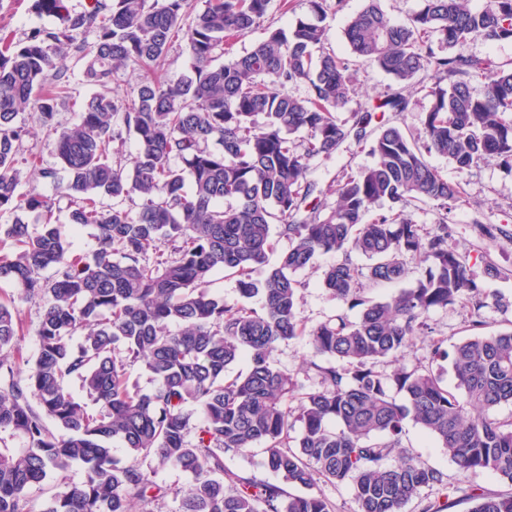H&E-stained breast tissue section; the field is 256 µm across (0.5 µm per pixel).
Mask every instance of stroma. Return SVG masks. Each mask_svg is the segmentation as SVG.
Returning a JSON list of instances; mask_svg holds the SVG:
<instances>
[{"mask_svg": "<svg viewBox=\"0 0 512 512\" xmlns=\"http://www.w3.org/2000/svg\"><path fill=\"white\" fill-rule=\"evenodd\" d=\"M33 3L34 0H0V39L19 41L30 28L52 25V18L38 14ZM367 4L368 0H345L342 11L327 7L323 20L329 47L351 63L354 94L349 108L340 113L344 119L349 117L351 110L379 103L384 94L396 89L395 83L384 72L352 57L343 38V29L349 17ZM419 83V88L407 93L409 106L406 111L388 112L384 115L385 122L398 125L406 133L415 135L422 132L431 105L425 89L433 83L432 74L421 73ZM91 92V87L77 85L75 100L66 101L59 106L54 126H43L36 115H26L24 159L19 163L25 174L22 191L35 190L57 196V188L43 179L40 171L57 167V138L64 127L77 121V100ZM427 160L448 180L462 181L466 200L446 213L439 211L431 203L421 205L415 211L414 219L427 227L439 220H446L450 231L449 247L466 257L471 268L478 274L485 294L491 296L492 302L476 314L470 309L458 306L431 311L427 316V323L432 329L431 338H417L402 355L386 359L379 363L378 368L386 373L399 367L430 368L440 372L444 384L452 386L456 379L451 366L443 360H432L430 339L441 340L448 346L460 342L470 337L469 323L475 317L484 322L486 330H512V173L505 171L494 159L479 162L463 173L458 172L447 157L431 154ZM371 161L367 145L351 141L332 160H317L313 166L316 178L325 184L340 177L343 171L357 170ZM482 223L503 228V235L494 240L481 237L478 226ZM341 259V254H326L317 259L315 267L298 272L297 277L303 286L299 291L297 316L306 328H314L340 311V303L332 300L321 288L320 273L322 267ZM490 263L498 267L497 275H486L485 268ZM313 357L308 337L302 336L279 344L271 354V361L275 367L295 376L299 385L298 392L303 395L320 387L315 373L306 368L307 361ZM403 444L415 460L444 471L448 477L447 488H422L406 505L405 512H470L473 495L493 496L512 489L492 471H462L444 449L439 448L418 425L406 423Z\"/></svg>", "mask_w": 512, "mask_h": 512, "instance_id": "obj_1", "label": "stroma"}]
</instances>
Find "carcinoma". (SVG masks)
<instances>
[{"label":"carcinoma","instance_id":"1","mask_svg":"<svg viewBox=\"0 0 512 512\" xmlns=\"http://www.w3.org/2000/svg\"><path fill=\"white\" fill-rule=\"evenodd\" d=\"M327 2L309 0L315 19L268 30L228 62L224 46L261 27L270 0H201L198 9L191 0H90L80 11L67 0H35L60 24L0 47V283L40 305L37 351L24 370L15 298H0V433L24 442L0 448V512H24L29 488L73 464L84 480L61 482L41 512H153L171 494L178 512H330L320 495L224 470V452L257 445L292 487L320 477L349 482L360 512H404L422 488L447 485L403 446L408 421L460 469H488L512 486V420L493 414L512 402V330L485 333L474 319L473 336L435 350L460 395L429 369L376 370L429 334L431 310L485 306L480 282L448 247V225L425 229L413 211L432 202L446 212L464 198L462 184L442 177L427 154L461 172L491 157L512 172V66L463 52L475 37L512 40V0L476 10L469 0H421L403 24L370 0L350 19L351 53L400 88L384 98L388 111H405L402 90L433 72L418 141L396 125L370 128L368 111L338 117L353 88L349 60L325 49ZM180 35L192 66L171 80L167 57ZM70 54L86 85L104 86L127 69L144 74L129 103L99 92L83 99L78 122L57 140L61 169L40 172L67 198L69 223L96 230L89 256L61 237L54 198L20 192L22 117L36 112L54 124L73 95L59 66ZM476 78L484 80L479 96L470 90ZM299 85L303 95L289 92ZM118 128L138 143L127 162L112 160ZM352 137L369 142L372 163L321 190L310 160L333 158ZM134 197L135 212L123 207ZM378 202L387 211L368 217ZM274 228L291 247L271 266ZM328 253L343 259L323 271L321 287L356 317L343 312L310 332L315 355L326 359L309 363L321 389L293 409L297 382L270 356L304 335L296 274ZM353 253L370 264L355 265ZM409 259L421 269L411 286L385 300L363 295V278L406 279ZM220 270L236 278L243 302L212 291ZM254 297L258 308L247 303ZM241 356L247 371L226 378ZM135 365L157 382L153 390L130 383ZM73 379L89 402L70 392ZM114 440L192 482L158 484L155 471L117 459ZM472 499L471 512H512V492Z\"/></svg>","mask_w":512,"mask_h":512}]
</instances>
